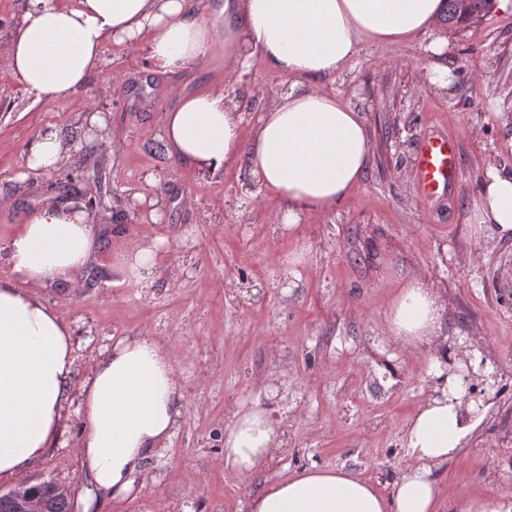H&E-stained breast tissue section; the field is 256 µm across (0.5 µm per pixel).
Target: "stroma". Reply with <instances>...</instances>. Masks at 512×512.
Returning <instances> with one entry per match:
<instances>
[{
	"instance_id": "stroma-1",
	"label": "stroma",
	"mask_w": 512,
	"mask_h": 512,
	"mask_svg": "<svg viewBox=\"0 0 512 512\" xmlns=\"http://www.w3.org/2000/svg\"><path fill=\"white\" fill-rule=\"evenodd\" d=\"M449 44L438 61L455 75L446 93L424 79L426 46ZM87 88L62 101L35 100L0 66V281L17 287L9 244L25 216L51 199H95L98 253L78 284L40 287L72 331L77 379L113 338L145 332L173 352L184 405L167 448L146 462L149 480L99 512H250L268 484L311 467H341L390 493L409 464L404 424L426 389V351L386 333L385 310L399 280L418 275L445 301L442 333L478 346L496 369L493 394L478 390L486 416L461 453L433 469L444 491L464 497L512 492V240L485 243L469 224L488 166L512 168V14L490 11L460 27L439 25L415 41L364 47L330 90L364 112L370 167L348 198L294 235L254 199L247 168L225 176L177 166L160 140L161 117L180 91L216 73L148 71L144 56L111 45ZM108 121L87 138L83 114ZM64 121L72 160L26 175L25 147L46 123ZM430 127L455 139L461 159L453 205L421 200L412 178L416 145ZM162 173L159 186L146 173ZM74 174L69 189L57 182ZM158 198L160 222L136 194ZM160 236L149 287L121 284L113 254ZM303 260L290 279L287 260ZM275 384L269 399L288 443L275 461L238 481L218 459L232 409ZM82 421L69 414L60 442L35 475L68 486L82 502Z\"/></svg>"
}]
</instances>
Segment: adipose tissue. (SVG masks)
Listing matches in <instances>:
<instances>
[{"label": "adipose tissue", "mask_w": 512, "mask_h": 512, "mask_svg": "<svg viewBox=\"0 0 512 512\" xmlns=\"http://www.w3.org/2000/svg\"><path fill=\"white\" fill-rule=\"evenodd\" d=\"M442 0H24L5 59L36 99L66 100L106 64L107 45L142 50L154 71L199 69L244 79L254 64L284 84L264 104L228 99L222 82L184 92L165 112L160 137L185 169L213 176L246 164L258 195L277 202L288 232L347 199L367 171L365 116L323 90L369 44L410 42L433 30ZM57 124L30 141L26 167L50 174L71 157ZM96 213L50 201L21 224L10 261L26 281H0V479L22 482L58 444L68 410L83 423L80 465L98 500L130 493L145 461L164 449L181 418L183 394L169 347L149 334L125 336L76 381L70 328L37 286L76 282L95 248ZM485 241L512 239V170L488 166L470 216ZM160 239L115 256L124 280L144 287L158 268ZM445 304L423 278L399 285L386 310L387 334L427 348V391L406 422L410 464L390 496L367 478L313 466L268 485L250 512H512V492L445 501L435 465L465 448L484 416L469 392L491 378L481 351L442 335ZM285 442L262 397L238 403L224 430V468L246 475Z\"/></svg>", "instance_id": "ef3b65f1"}]
</instances>
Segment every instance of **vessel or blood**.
Instances as JSON below:
<instances>
[{"label": "vessel or blood", "instance_id": "obj_1", "mask_svg": "<svg viewBox=\"0 0 512 512\" xmlns=\"http://www.w3.org/2000/svg\"><path fill=\"white\" fill-rule=\"evenodd\" d=\"M460 172L454 138L443 130L427 131L417 144L414 159V182L420 198L427 203L452 198Z\"/></svg>", "mask_w": 512, "mask_h": 512}]
</instances>
